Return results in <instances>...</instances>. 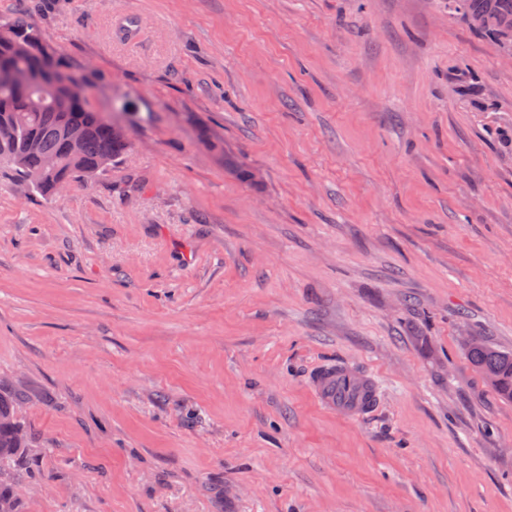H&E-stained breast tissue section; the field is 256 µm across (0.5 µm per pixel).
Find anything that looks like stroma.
Instances as JSON below:
<instances>
[{
    "label": "stroma",
    "instance_id": "1",
    "mask_svg": "<svg viewBox=\"0 0 512 512\" xmlns=\"http://www.w3.org/2000/svg\"><path fill=\"white\" fill-rule=\"evenodd\" d=\"M131 151L0 164L22 512H512V61L443 0H0ZM243 165L249 178L234 167ZM374 370L379 409L310 370ZM464 354L496 393L512 402V351L499 348L487 336H472L465 342ZM309 386L321 406L349 419H362L381 404L376 379L365 368L345 363L317 365Z\"/></svg>",
    "mask_w": 512,
    "mask_h": 512
}]
</instances>
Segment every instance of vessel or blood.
<instances>
[{
	"label": "vessel or blood",
	"instance_id": "b4317fda",
	"mask_svg": "<svg viewBox=\"0 0 512 512\" xmlns=\"http://www.w3.org/2000/svg\"><path fill=\"white\" fill-rule=\"evenodd\" d=\"M309 386L321 406L349 419H361L381 404L373 373L345 363L316 366Z\"/></svg>",
	"mask_w": 512,
	"mask_h": 512
}]
</instances>
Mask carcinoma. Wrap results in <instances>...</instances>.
Listing matches in <instances>:
<instances>
[{"instance_id": "cac0c4a2", "label": "carcinoma", "mask_w": 512, "mask_h": 512, "mask_svg": "<svg viewBox=\"0 0 512 512\" xmlns=\"http://www.w3.org/2000/svg\"><path fill=\"white\" fill-rule=\"evenodd\" d=\"M445 4L448 14L493 42L499 27L512 26V0H445ZM475 16L485 25H473ZM0 64L16 74L10 82L0 81V163L25 177L42 173L31 183L35 192L51 196L60 182L92 179L129 152L130 140L89 104L82 84L31 24L22 19L0 21ZM72 134L81 138L77 153L70 150ZM48 157L56 159L55 168H45ZM464 354L496 393L512 402V351L499 348L486 336H473L465 342ZM17 401L14 395L0 393V469L15 466L10 479L0 480V505L10 506V512H22L15 485L24 477L20 464L29 447V438L20 436Z\"/></svg>"}]
</instances>
